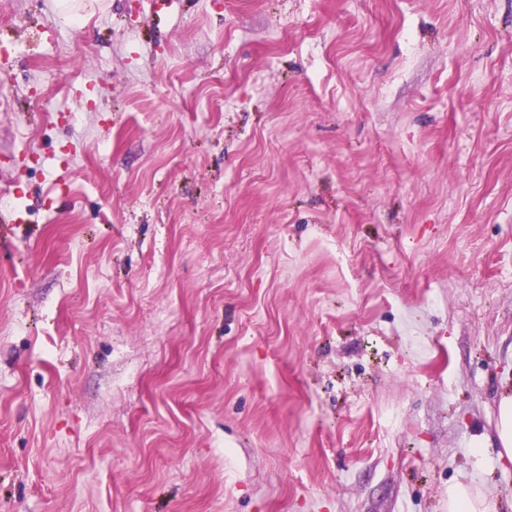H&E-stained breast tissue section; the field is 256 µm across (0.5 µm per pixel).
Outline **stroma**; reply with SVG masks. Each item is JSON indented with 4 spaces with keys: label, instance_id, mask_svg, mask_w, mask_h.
<instances>
[{
    "label": "stroma",
    "instance_id": "obj_1",
    "mask_svg": "<svg viewBox=\"0 0 512 512\" xmlns=\"http://www.w3.org/2000/svg\"><path fill=\"white\" fill-rule=\"evenodd\" d=\"M59 3L0 0V512H512V0ZM496 436L499 456L512 461V396H503L499 402ZM485 501L467 484L448 487V512H486Z\"/></svg>",
    "mask_w": 512,
    "mask_h": 512
}]
</instances>
